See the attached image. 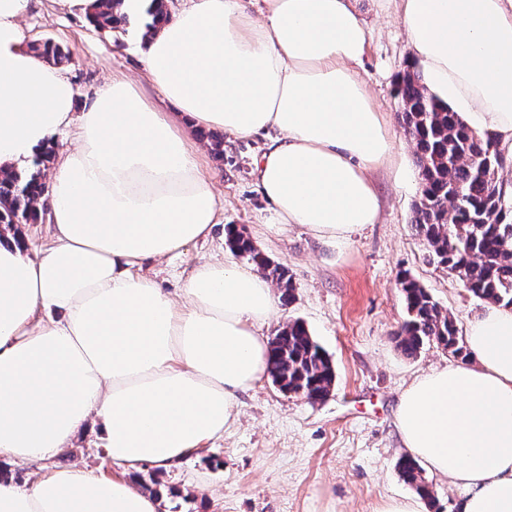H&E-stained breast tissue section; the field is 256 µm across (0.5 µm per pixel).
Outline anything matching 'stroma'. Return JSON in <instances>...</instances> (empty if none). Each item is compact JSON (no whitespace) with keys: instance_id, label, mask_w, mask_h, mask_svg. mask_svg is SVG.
I'll list each match as a JSON object with an SVG mask.
<instances>
[{"instance_id":"stroma-1","label":"stroma","mask_w":512,"mask_h":512,"mask_svg":"<svg viewBox=\"0 0 512 512\" xmlns=\"http://www.w3.org/2000/svg\"><path fill=\"white\" fill-rule=\"evenodd\" d=\"M356 7L369 25L361 74L397 145L391 162L372 174L381 198L379 223L336 242L297 224L281 229L257 185L254 161L262 139L225 138L220 155L205 139L203 166L224 201L222 222L207 241L145 267L161 288L180 294L197 264L236 260L228 232H242L292 277L291 300L281 303L259 334L270 340L288 322L302 321L329 355L334 385L314 403L283 393L271 378L258 381L241 395L238 419L223 438L170 471L142 468L143 477H154L163 489L159 512H374L380 501L413 493L398 470L403 452L395 406L416 376L456 363L457 357L434 344L414 357L400 351L395 335L407 310L399 279H415L461 330L485 304L430 259L412 224L420 183L413 145L397 116L396 88L409 55L397 9L390 0H357ZM24 26L34 41H52L68 53L64 69L79 88V103L107 76L143 78L144 44L137 29L103 38L86 16L53 12L44 0ZM82 461L104 476L112 474L99 425H88L76 447L63 449L49 464Z\"/></svg>"}]
</instances>
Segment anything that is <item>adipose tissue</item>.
<instances>
[{
  "label": "adipose tissue",
  "instance_id": "adipose-tissue-1",
  "mask_svg": "<svg viewBox=\"0 0 512 512\" xmlns=\"http://www.w3.org/2000/svg\"><path fill=\"white\" fill-rule=\"evenodd\" d=\"M249 2L180 0L145 41L143 84L112 77L80 110L30 46L31 0H0V170L77 131L48 181V243L0 238V458L34 467L25 486L0 480V512H157L132 472L199 455L268 370L257 325L280 299L254 268L205 261L176 297L143 272L220 222L188 127L264 137L257 184L279 224L336 242L379 220L371 173L395 140L359 73L355 0ZM395 3L429 93L512 154V0ZM466 346L400 395L395 426L458 512H512V306L470 319ZM92 421L112 477L44 468Z\"/></svg>",
  "mask_w": 512,
  "mask_h": 512
}]
</instances>
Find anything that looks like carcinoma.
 <instances>
[{"label":"carcinoma","instance_id":"obj_1","mask_svg":"<svg viewBox=\"0 0 512 512\" xmlns=\"http://www.w3.org/2000/svg\"><path fill=\"white\" fill-rule=\"evenodd\" d=\"M121 2L95 0L89 23L104 34L127 32L129 16L116 13ZM146 15L151 21L145 23L144 38L169 19L165 0H148ZM33 50L48 61H62L61 48L51 41L35 44ZM397 97L398 120L415 147L421 181L413 211L417 234L426 241L433 262L454 275L470 295L512 305V209L499 177L501 152L496 139L477 134L439 104L415 71L400 77ZM53 153L52 149L43 152L27 172L0 177V225L16 235L20 224L46 221L45 171ZM230 247L283 288L284 297L292 296L288 270L265 258L250 239L235 233ZM400 288L408 315L396 335L402 353L415 357L433 343L464 355L452 316L442 312L417 281L404 277ZM270 349L268 374L273 382L295 393L330 391L335 380L332 362L302 322L295 320L279 330ZM398 470L421 497L432 498L415 460L401 458Z\"/></svg>","mask_w":512,"mask_h":512}]
</instances>
